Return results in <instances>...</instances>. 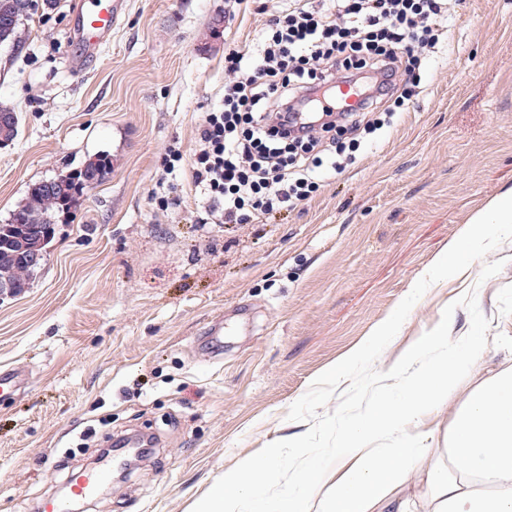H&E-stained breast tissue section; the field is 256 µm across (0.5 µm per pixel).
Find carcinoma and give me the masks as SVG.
Masks as SVG:
<instances>
[{
    "mask_svg": "<svg viewBox=\"0 0 512 512\" xmlns=\"http://www.w3.org/2000/svg\"><path fill=\"white\" fill-rule=\"evenodd\" d=\"M32 6L33 0H0V18H12L11 27L0 29V43L16 41L19 25ZM1 113L12 117V122L0 127V140L9 141L18 133L19 118L15 109L5 102L0 103ZM111 170L112 159L100 156L91 163L90 170L70 173L71 188L67 190L54 191L42 182L32 185L26 203L14 211L8 223L0 224V286L24 287L34 271L27 257L42 235L55 234L59 218L70 213L75 203L74 186L85 182L90 175L100 182Z\"/></svg>",
    "mask_w": 512,
    "mask_h": 512,
    "instance_id": "cac0c4a2",
    "label": "carcinoma"
}]
</instances>
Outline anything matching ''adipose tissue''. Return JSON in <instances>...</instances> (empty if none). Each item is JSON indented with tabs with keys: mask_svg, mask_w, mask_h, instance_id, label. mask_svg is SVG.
Here are the masks:
<instances>
[{
	"mask_svg": "<svg viewBox=\"0 0 512 512\" xmlns=\"http://www.w3.org/2000/svg\"><path fill=\"white\" fill-rule=\"evenodd\" d=\"M400 405L375 397L352 422L335 473L299 468L272 512H405L402 492L427 486L429 512H512V367L473 385L448 357L419 368ZM448 420V445L409 439L377 447L407 427L431 436Z\"/></svg>",
	"mask_w": 512,
	"mask_h": 512,
	"instance_id": "1",
	"label": "adipose tissue"
}]
</instances>
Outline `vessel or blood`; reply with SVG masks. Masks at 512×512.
Wrapping results in <instances>:
<instances>
[{"label": "vessel or blood", "mask_w": 512, "mask_h": 512, "mask_svg": "<svg viewBox=\"0 0 512 512\" xmlns=\"http://www.w3.org/2000/svg\"><path fill=\"white\" fill-rule=\"evenodd\" d=\"M123 0H76L70 35L79 60L96 57L111 38L122 11Z\"/></svg>", "instance_id": "1"}]
</instances>
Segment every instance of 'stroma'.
Wrapping results in <instances>:
<instances>
[{
	"mask_svg": "<svg viewBox=\"0 0 512 512\" xmlns=\"http://www.w3.org/2000/svg\"><path fill=\"white\" fill-rule=\"evenodd\" d=\"M287 0H124L99 58L72 64L71 0L37 4L0 45V100L18 112L0 146V224L37 182L100 154L111 173L58 225L27 288L0 298V512H39L94 468L106 440L151 434V457L87 512H192L224 472L308 431L289 407L357 349L456 240L512 188V0H456L422 93L376 148L295 211L202 223L188 168L159 210V160L195 148L224 97V52L253 45ZM502 270L481 280L485 263ZM476 290L490 321L474 364L512 359V240L434 283L375 363L389 370ZM222 322L220 337L208 334Z\"/></svg>",
	"mask_w": 512,
	"mask_h": 512,
	"instance_id": "35a3bbf8",
	"label": "stroma"
}]
</instances>
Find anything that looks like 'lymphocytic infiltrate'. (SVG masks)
I'll use <instances>...</instances> for the list:
<instances>
[{"label":"lymphocytic infiltrate","mask_w":512,"mask_h":512,"mask_svg":"<svg viewBox=\"0 0 512 512\" xmlns=\"http://www.w3.org/2000/svg\"><path fill=\"white\" fill-rule=\"evenodd\" d=\"M448 0H291L258 53L224 54V103L197 128L190 172L216 224H261L316 193L420 92L425 57L447 37ZM360 86L347 109L337 81Z\"/></svg>","instance_id":"1"}]
</instances>
